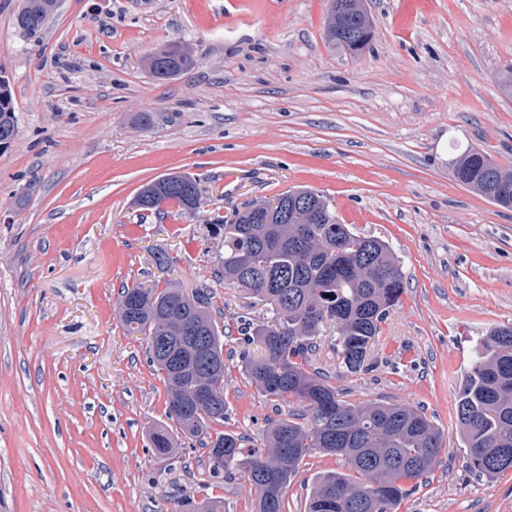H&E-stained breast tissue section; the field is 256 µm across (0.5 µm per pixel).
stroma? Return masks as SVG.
Returning <instances> with one entry per match:
<instances>
[{"label": "stroma", "mask_w": 512, "mask_h": 512, "mask_svg": "<svg viewBox=\"0 0 512 512\" xmlns=\"http://www.w3.org/2000/svg\"><path fill=\"white\" fill-rule=\"evenodd\" d=\"M22 3L0 0L17 122L0 151V512H187L211 496L253 512L255 488L212 478L196 439L153 450L151 429L172 424L167 383L118 305L139 282L208 289L224 330L219 429L259 442L289 411L239 360L243 322L269 309L216 277L210 224L300 187L402 266L377 364L344 374L332 329L315 361L346 401L422 408L447 436L398 512H512V471L467 472L453 413L473 345L512 323V210L449 170L469 144L512 167V98L496 82L512 65V0H365L373 37L357 55L326 41L328 0H57L33 38L16 25ZM169 42L195 64L159 80L147 58ZM179 171L206 189L196 214L135 206ZM348 468L305 458L286 512Z\"/></svg>", "instance_id": "1"}]
</instances>
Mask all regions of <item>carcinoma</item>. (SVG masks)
<instances>
[{"mask_svg": "<svg viewBox=\"0 0 512 512\" xmlns=\"http://www.w3.org/2000/svg\"><path fill=\"white\" fill-rule=\"evenodd\" d=\"M55 0H24L16 24L24 35L38 34ZM364 0H330L327 41L350 53L369 45L372 30ZM194 64L188 47L167 44L149 56L151 73L170 79ZM17 133L12 93L0 78V149ZM493 161L474 147L453 160L451 178L485 191ZM494 191L492 203L512 208V168ZM197 179L169 174L137 197L143 210L175 204L184 214L193 201ZM276 201L284 209L281 224H259L251 210L237 211L212 227L224 235V277L271 306V317L244 331L243 369L265 397L297 403L300 412L268 424L262 444L247 445L234 433H210L224 421V340L208 312L210 295L199 288L201 306L188 309L184 291L143 283L122 292L119 317L127 334L145 337L148 360L169 388L168 418L185 436L207 449L209 470L220 479L240 475L256 489L255 512H285L288 484L305 458L322 452L341 456L350 473L318 476L305 512H396L428 481L440 463L446 437L417 407L400 403L353 404L327 377L312 368L321 328L336 327L333 350L339 367L350 374L368 370L381 324L405 291L400 261L384 240L361 235L341 224L327 198L313 189L289 190ZM209 399L196 404L200 391ZM456 427L467 448L465 468L494 478L512 470V324L492 328L475 351L455 397ZM151 443L160 453L177 447L167 429H155ZM265 470L277 473L279 496L261 488Z\"/></svg>", "mask_w": 512, "mask_h": 512, "instance_id": "1", "label": "carcinoma"}]
</instances>
